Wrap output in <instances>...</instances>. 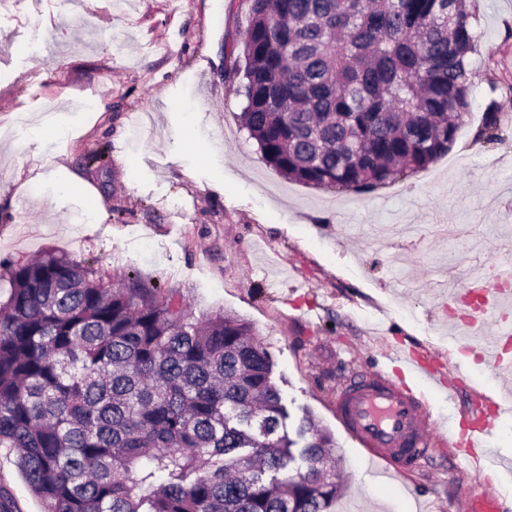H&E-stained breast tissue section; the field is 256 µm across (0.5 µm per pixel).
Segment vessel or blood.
<instances>
[{"instance_id":"obj_1","label":"vessel or blood","mask_w":512,"mask_h":512,"mask_svg":"<svg viewBox=\"0 0 512 512\" xmlns=\"http://www.w3.org/2000/svg\"><path fill=\"white\" fill-rule=\"evenodd\" d=\"M471 294L468 288L455 294L457 302L473 309L459 340L505 376L512 372V356L506 352L512 345V325L501 322L499 316L512 305V293L504 288L486 289L485 301L479 306L473 305ZM493 321L498 322L499 333L485 337L484 329ZM400 359L432 391L450 392L446 378L420 362L413 352H402ZM423 403V398L387 372L372 370L356 375L342 387L336 396V417L369 460L383 462L399 474L424 459L431 448L435 424ZM468 500L469 512H500L498 497L489 482H480Z\"/></svg>"}]
</instances>
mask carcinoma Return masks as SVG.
Segmentation results:
<instances>
[{
  "mask_svg": "<svg viewBox=\"0 0 512 512\" xmlns=\"http://www.w3.org/2000/svg\"><path fill=\"white\" fill-rule=\"evenodd\" d=\"M475 2L250 0L232 73L264 160L364 193L448 154L474 101ZM485 70L479 135L497 141L512 84ZM4 281L0 448L44 512H334V436L309 415L290 436L248 321L54 252Z\"/></svg>",
  "mask_w": 512,
  "mask_h": 512,
  "instance_id": "carcinoma-1",
  "label": "carcinoma"
}]
</instances>
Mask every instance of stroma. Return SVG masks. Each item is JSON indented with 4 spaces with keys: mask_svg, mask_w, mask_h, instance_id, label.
Returning a JSON list of instances; mask_svg holds the SVG:
<instances>
[{
    "mask_svg": "<svg viewBox=\"0 0 512 512\" xmlns=\"http://www.w3.org/2000/svg\"><path fill=\"white\" fill-rule=\"evenodd\" d=\"M249 0H19L0 15V265L49 250L91 265L104 282L137 276L179 294L195 316L251 322L275 363L291 423L313 414L357 512H464L475 485L449 438L486 434L512 454V418L490 407L498 379L465 359L448 317L449 288L472 268L492 281L512 258V92L499 93L502 141H477L486 81L448 155L369 193L313 189L262 158L241 123L230 51ZM477 59L512 78V0H478ZM66 129L61 141L57 129ZM99 207L64 196L68 177ZM418 352L455 382L426 396L442 423L431 456L404 478L375 479L336 419V392L380 368L417 381L392 351ZM481 406V420L462 413ZM0 489L14 512H43L0 448Z\"/></svg>",
    "mask_w": 512,
    "mask_h": 512,
    "instance_id": "obj_1",
    "label": "stroma"
}]
</instances>
